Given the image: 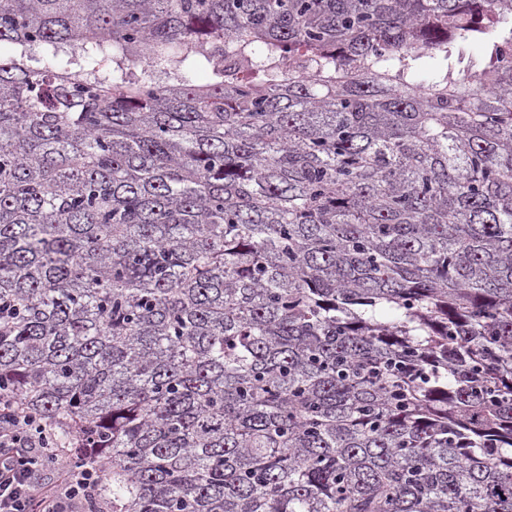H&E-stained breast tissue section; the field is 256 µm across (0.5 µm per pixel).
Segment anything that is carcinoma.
I'll list each match as a JSON object with an SVG mask.
<instances>
[{
	"instance_id": "1",
	"label": "carcinoma",
	"mask_w": 512,
	"mask_h": 512,
	"mask_svg": "<svg viewBox=\"0 0 512 512\" xmlns=\"http://www.w3.org/2000/svg\"><path fill=\"white\" fill-rule=\"evenodd\" d=\"M510 33L3 0L0 391L112 512H512Z\"/></svg>"
}]
</instances>
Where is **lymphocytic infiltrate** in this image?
<instances>
[{
    "instance_id": "f902f5d3",
    "label": "lymphocytic infiltrate",
    "mask_w": 512,
    "mask_h": 512,
    "mask_svg": "<svg viewBox=\"0 0 512 512\" xmlns=\"http://www.w3.org/2000/svg\"><path fill=\"white\" fill-rule=\"evenodd\" d=\"M44 466L58 472L56 485L35 481ZM97 491L91 470L64 464L53 426L36 422L13 396L0 393V512H85Z\"/></svg>"
}]
</instances>
